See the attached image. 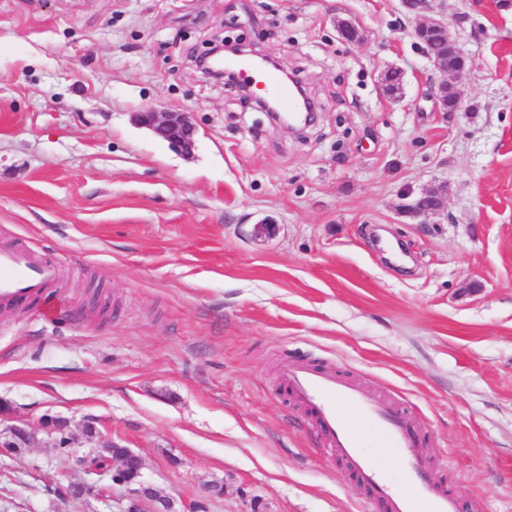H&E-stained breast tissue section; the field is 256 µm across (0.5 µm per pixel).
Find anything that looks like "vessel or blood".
Listing matches in <instances>:
<instances>
[{"label": "vessel or blood", "mask_w": 512, "mask_h": 512, "mask_svg": "<svg viewBox=\"0 0 512 512\" xmlns=\"http://www.w3.org/2000/svg\"><path fill=\"white\" fill-rule=\"evenodd\" d=\"M58 275L54 263L37 259L30 249L1 245L0 307L46 297ZM280 379L287 396L310 413L323 447L347 463L377 512H464L461 494L429 485V455L397 403L373 397L355 381L302 361L284 363ZM376 445L398 462L403 485H396L379 463L372 451Z\"/></svg>", "instance_id": "1"}]
</instances>
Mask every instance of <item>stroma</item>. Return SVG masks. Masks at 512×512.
I'll return each mask as SVG.
<instances>
[{"instance_id": "35a3bbf8", "label": "stroma", "mask_w": 512, "mask_h": 512, "mask_svg": "<svg viewBox=\"0 0 512 512\" xmlns=\"http://www.w3.org/2000/svg\"><path fill=\"white\" fill-rule=\"evenodd\" d=\"M445 12L449 120L401 0H0V243L60 269L55 312L0 314L15 418H95L162 494L223 485L207 512H375L280 385L304 359L398 402L469 512H512V0ZM218 35L297 72L316 122L203 75ZM147 110L190 113L191 152ZM437 187L447 215L404 213ZM76 477L49 442L0 452V512H120L118 485L59 496Z\"/></svg>"}]
</instances>
